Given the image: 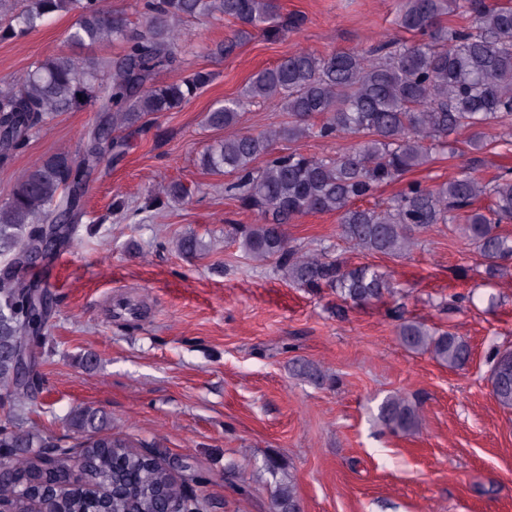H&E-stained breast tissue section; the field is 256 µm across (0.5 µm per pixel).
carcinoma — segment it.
Returning a JSON list of instances; mask_svg holds the SVG:
<instances>
[{"instance_id":"obj_1","label":"carcinoma","mask_w":512,"mask_h":512,"mask_svg":"<svg viewBox=\"0 0 512 512\" xmlns=\"http://www.w3.org/2000/svg\"><path fill=\"white\" fill-rule=\"evenodd\" d=\"M134 11L135 22L106 10L103 0H0V39L23 37L57 14L75 12L70 45L123 47L110 63L59 53L35 61L18 77L0 79L2 166L51 115L87 105L98 113L81 134L78 150L36 160L0 204V464L27 484L22 497L14 496L12 485H0V495L13 498L16 512H29L32 502L46 494L57 497L61 512H128L125 497L104 494L112 483L136 489L137 512H157L165 496L183 499L188 512L212 508L208 498L175 481L142 452L156 444L112 436L105 411L74 408L68 428L77 437L70 445L66 435L40 436L26 429L17 409L22 398L41 390L44 378L34 370L21 383L14 353L28 336L35 351L44 347L51 315L31 301V289L43 291L47 285L19 277L28 267L23 256L52 224L57 243H71L86 216L81 193H71V187L84 188L106 153L124 154L127 142L120 132L145 126L150 116L180 111L212 81V74L202 70L174 82L158 80L161 72L184 64L180 25L190 19L233 20L239 25L234 37L214 49L228 56L255 31L278 40L304 23L298 15L282 16L276 0H134ZM454 13L469 16L471 24L444 23L443 17ZM395 24L412 39L396 34L363 50L296 51L255 74L239 95L213 104L204 124L217 130L235 126L247 106L277 99L288 112V125L218 140L198 158L202 169L233 176L224 183V196L259 217L258 224L231 226L246 256L274 263L299 287L333 288L355 305L393 296L387 275L371 265L353 267L328 247L304 251L291 245L288 225L309 213H336L340 236L354 248L400 256L418 246L420 236L455 224L483 258L487 278L512 266V237L500 231V225L512 222V167H499L486 182L469 173L432 186L404 180L434 153L455 156L463 130L469 132L467 167L477 169L484 163L487 130H512V7L496 0H400ZM338 137L354 143L332 157L273 149L282 139ZM393 183L401 189L386 202L360 206ZM192 198L188 186L171 181L149 192L148 206L186 204ZM481 198L489 201L483 208L476 206ZM176 248L196 256L205 244L187 234ZM397 334L408 350L428 353L451 369L471 355L462 337L417 321L402 320ZM490 382L497 402L512 409V350L497 354ZM378 419L391 430L410 432L422 415L417 404L393 395L380 404ZM71 447L86 449L81 482L60 487L44 481L39 459L54 454L65 461ZM265 468L275 478L273 507L299 502L293 484L278 478L280 464L270 460Z\"/></svg>"}]
</instances>
